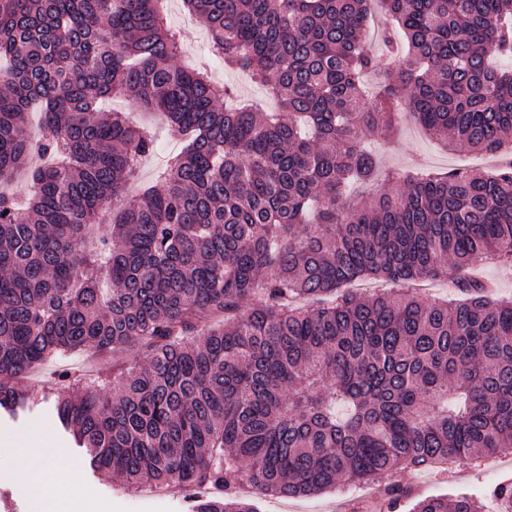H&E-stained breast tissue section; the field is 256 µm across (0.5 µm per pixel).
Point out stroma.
I'll list each match as a JSON object with an SVG mask.
<instances>
[{"mask_svg":"<svg viewBox=\"0 0 512 512\" xmlns=\"http://www.w3.org/2000/svg\"><path fill=\"white\" fill-rule=\"evenodd\" d=\"M166 24L180 35V64L203 67L213 79L231 85L242 100H265L267 110H276L275 101L266 100L262 87L243 72L229 71L223 59L212 54L210 35L203 24L191 16L182 0H164ZM114 112L125 113L132 125L144 128L156 143L142 166L139 183L126 190L127 200H134L140 183L152 182L168 157L182 151L184 139L167 126L157 112L138 109L122 97H114L108 104ZM379 157L383 168L393 176L423 166L439 172L481 168L492 170L490 157L473 152L450 153L441 149L414 121L400 124L395 137L380 143ZM145 353L135 348L118 356L97 355L92 351L66 357L64 363L50 362L30 378L33 386H44L53 378L60 365L89 374H112L137 365H144ZM54 398L39 399L28 411L12 416L0 410V512H45L44 501L23 479L13 474L16 461L11 448L39 438L48 448L67 449L64 465L80 492L73 507L66 512H189L187 494L183 488L173 487L158 494L150 490H129L110 478L94 472L83 449L78 448L72 435L54 419ZM512 478V453L492 460L477 457L461 460L451 467L423 471H397L393 482L411 487L414 496L424 497L439 493L466 490L481 496V512H498L495 498L488 495L490 486ZM386 492L381 486L356 485L340 482L335 488L306 498L264 497L259 501L260 512H385Z\"/></svg>","mask_w":512,"mask_h":512,"instance_id":"1","label":"stroma"}]
</instances>
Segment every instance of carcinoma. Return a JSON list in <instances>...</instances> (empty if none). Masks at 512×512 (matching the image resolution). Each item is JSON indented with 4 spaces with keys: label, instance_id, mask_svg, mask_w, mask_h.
<instances>
[{
    "label": "carcinoma",
    "instance_id": "obj_1",
    "mask_svg": "<svg viewBox=\"0 0 512 512\" xmlns=\"http://www.w3.org/2000/svg\"><path fill=\"white\" fill-rule=\"evenodd\" d=\"M375 1L394 68L371 91ZM160 2L0 0V409L36 400L22 381L47 360L139 346L146 365L110 382L56 380L59 422L126 486L257 512L244 483L293 498L344 478L385 485L393 509L480 512L388 479L512 448V302L466 277L449 304L351 285L511 265L512 162L350 188L378 179L366 140L403 112L452 151L512 154V69L492 63L512 58V0H183L278 112L227 108L228 87L176 64ZM111 95L186 138L132 203L153 141L104 114ZM91 224L107 231L89 248ZM491 493L512 512V480Z\"/></svg>",
    "mask_w": 512,
    "mask_h": 512
}]
</instances>
